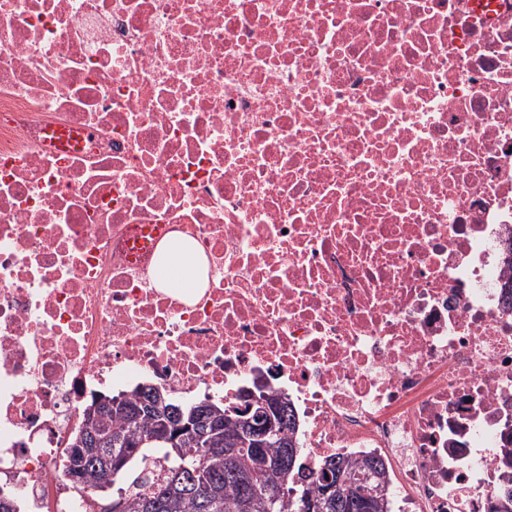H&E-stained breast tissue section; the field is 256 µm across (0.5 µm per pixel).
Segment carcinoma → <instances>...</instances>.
Listing matches in <instances>:
<instances>
[{"label":"carcinoma","mask_w":512,"mask_h":512,"mask_svg":"<svg viewBox=\"0 0 512 512\" xmlns=\"http://www.w3.org/2000/svg\"><path fill=\"white\" fill-rule=\"evenodd\" d=\"M135 408L136 404L128 401L106 410L102 419L90 428L78 429L89 447L97 449L84 463V482L79 485L92 502H97L95 488L110 480L123 489L121 493L112 492L110 512H304L300 496H292L296 489L293 478L302 475L300 455L291 460L288 472L277 468L282 441L298 447L293 440L295 421L290 404H285L283 416L276 421L277 437L261 449L267 461L263 468L249 454L228 455L222 451L229 439L239 436V425L232 421L223 422L218 430L208 428L200 445L192 441L185 444L187 448H205L201 472L213 483L212 493L208 495L190 491L197 478L181 464L190 467L192 459L183 461L168 445L151 441L163 424L162 417L155 411L139 413ZM107 459L123 461L114 478L104 469ZM344 466L357 483L359 494L339 495L324 503L325 512H383L378 496L370 490L383 485L384 467L370 459L346 462ZM242 473L252 476L253 493L247 511L243 509L240 486L232 479ZM269 487L277 489L280 497L273 509L265 494Z\"/></svg>","instance_id":"cac0c4a2"}]
</instances>
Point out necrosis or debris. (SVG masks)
<instances>
[{"mask_svg": "<svg viewBox=\"0 0 512 512\" xmlns=\"http://www.w3.org/2000/svg\"><path fill=\"white\" fill-rule=\"evenodd\" d=\"M511 237L512 0H0V475L87 512L94 394L281 393L305 471L487 512ZM165 262L171 271L166 281L167 287L178 288L191 284L199 286L204 282L203 259L192 248H187L185 251L172 250L166 256Z\"/></svg>", "mask_w": 512, "mask_h": 512, "instance_id": "1", "label": "necrosis or debris"}]
</instances>
